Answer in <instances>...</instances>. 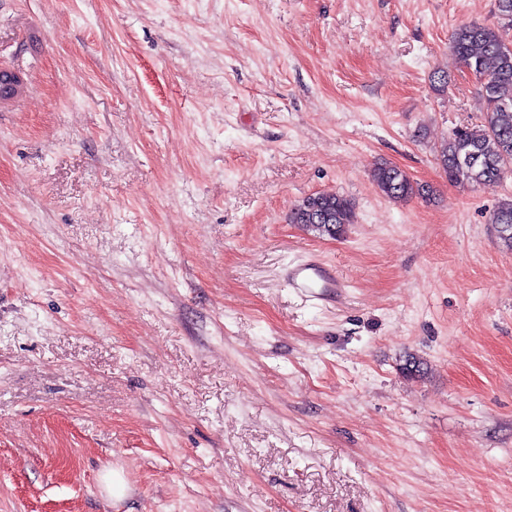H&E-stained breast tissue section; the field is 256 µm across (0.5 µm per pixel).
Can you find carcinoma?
<instances>
[{"label": "carcinoma", "instance_id": "carcinoma-1", "mask_svg": "<svg viewBox=\"0 0 512 512\" xmlns=\"http://www.w3.org/2000/svg\"><path fill=\"white\" fill-rule=\"evenodd\" d=\"M495 5L497 23L462 25L450 41L452 57L475 77L482 101L480 122L454 128L438 151V164L453 184L494 188L512 175V0H495ZM372 180L394 203L435 200L430 187L396 165H376ZM288 222L315 237L341 239L357 222L356 207L343 194L318 192L299 201ZM489 223L499 246L512 252V197L498 202Z\"/></svg>", "mask_w": 512, "mask_h": 512}]
</instances>
